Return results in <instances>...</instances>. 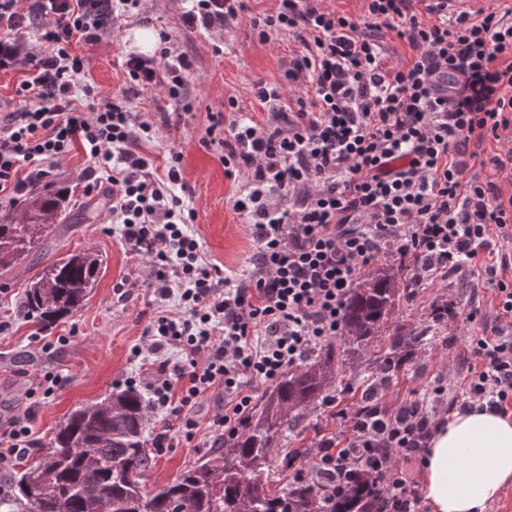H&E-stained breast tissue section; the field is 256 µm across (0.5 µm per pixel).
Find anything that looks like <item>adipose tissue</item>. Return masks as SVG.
<instances>
[{
	"label": "adipose tissue",
	"mask_w": 512,
	"mask_h": 512,
	"mask_svg": "<svg viewBox=\"0 0 512 512\" xmlns=\"http://www.w3.org/2000/svg\"><path fill=\"white\" fill-rule=\"evenodd\" d=\"M512 480V420L457 411L428 441L420 483L429 512H484Z\"/></svg>",
	"instance_id": "obj_1"
}]
</instances>
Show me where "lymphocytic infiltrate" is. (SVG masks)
<instances>
[{
  "label": "lymphocytic infiltrate",
  "instance_id": "obj_1",
  "mask_svg": "<svg viewBox=\"0 0 512 512\" xmlns=\"http://www.w3.org/2000/svg\"><path fill=\"white\" fill-rule=\"evenodd\" d=\"M141 0H0V70L18 69L21 112L0 121V195L15 200L82 145L86 191L112 186L110 221L132 253L149 259L147 285L161 303L134 358L128 387L146 391L170 431L193 441L201 427L215 439L234 434L259 385L298 367L339 336L346 303L360 276L383 259L413 288L456 276L480 278L495 290L500 319L512 320V148L488 158L503 181L469 170L486 140L512 144V8L452 12L429 0H368L360 19L320 0H278L254 19L260 42L288 33L300 46L280 81H256L263 121L229 99L224 172L240 179L234 211L248 225L252 252L238 276L207 262L187 231L196 212L176 196L180 153L165 170L133 148L153 138L152 124L129 107L131 94L162 88L183 99L193 62L159 32L154 53H129L126 90L87 111L95 97L85 59L74 45L96 46L111 23L138 11ZM242 0H188L190 29L209 30L237 18ZM36 42H27L31 27ZM405 42L406 62L387 66L379 28ZM307 85L309 96L292 93ZM179 349L180 361L168 352ZM468 376L462 391L444 382L394 408L382 396L340 408L350 440H321L317 465L297 478L334 481L362 466L370 489L383 490L382 512H423L410 470L454 410L512 413V332L464 338ZM216 397L207 419L195 409Z\"/></svg>",
  "mask_w": 512,
  "mask_h": 512
}]
</instances>
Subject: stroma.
<instances>
[{"instance_id":"stroma-1","label":"stroma","mask_w":512,"mask_h":512,"mask_svg":"<svg viewBox=\"0 0 512 512\" xmlns=\"http://www.w3.org/2000/svg\"><path fill=\"white\" fill-rule=\"evenodd\" d=\"M276 6V0H244L237 19L206 33L183 27L184 0H144V16L120 19L103 43L84 52L87 77L98 92L96 101L100 104L124 89L122 62L135 47L138 30L168 32L178 51L193 60L194 69L185 88L186 98L193 105L191 113H179L157 89L133 98L134 111L146 113L158 130L153 140L140 142L138 151L153 158L160 167L165 166L170 151L181 152L182 180L174 192L197 213L188 230L200 239L209 261L230 271L243 266L251 254L252 242L231 205L238 185L224 174L221 150L206 145V130L211 115L224 111L228 98H236L243 111L258 112L250 95L252 82L282 78L296 48L294 41L282 34L271 42H259L251 26L252 17L273 11ZM86 165L85 153L77 147L51 173V183L65 191L66 216H77L81 205L91 200L83 192L81 173ZM53 242L56 256L90 248L103 264L98 284L84 305L43 330L19 314L22 291L43 266L39 254H31L0 278V433L17 412L29 411L33 446L19 461L23 467L35 462L40 448L49 444L71 411L108 398L119 384L134 375L137 365L130 353L155 312L154 296L144 283L146 260L128 251L118 228L108 224L105 208L95 209L90 221L60 230ZM120 283L128 291L122 302L115 295ZM444 294L462 308L478 306L485 330L496 326L493 292L490 285L480 281L470 288L451 283L443 290L427 288L415 296L402 297L393 312L392 326L404 327L408 332L425 326L429 304ZM465 332V324L456 321L435 338L402 348V368L386 393L387 400L403 401L441 378L451 386L463 385L467 371L460 339ZM61 336L67 337V345L45 351V343ZM48 370L61 372L68 381L46 399L35 389ZM331 435L344 441L350 432L330 419L323 408H310L296 434L289 436L288 445L312 450L322 438ZM204 454V449L171 434L165 447L157 451L148 485L172 481L193 468Z\"/></svg>"}]
</instances>
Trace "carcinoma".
<instances>
[{
  "label": "carcinoma",
  "instance_id": "cac0c4a2",
  "mask_svg": "<svg viewBox=\"0 0 512 512\" xmlns=\"http://www.w3.org/2000/svg\"><path fill=\"white\" fill-rule=\"evenodd\" d=\"M65 223L60 196L30 194L19 215L0 218V272H10L34 251L49 255L48 240ZM99 270V259L89 252L48 260L26 285L23 317L52 326L81 307ZM410 287V281L385 270L367 275L345 308L343 358L336 359L331 346L314 351L277 381L238 433L173 481L147 489L156 465L146 429L147 399L125 388L73 411L35 464L11 474L9 490L0 493V512H368L362 475L339 496L296 479L271 489V455L300 426L297 410L316 405L336 385L346 386L345 365L375 341L380 351L366 388L371 394L387 388L397 370V351L431 332L426 326L413 335L397 328L387 332L396 302Z\"/></svg>",
  "mask_w": 512,
  "mask_h": 512
}]
</instances>
